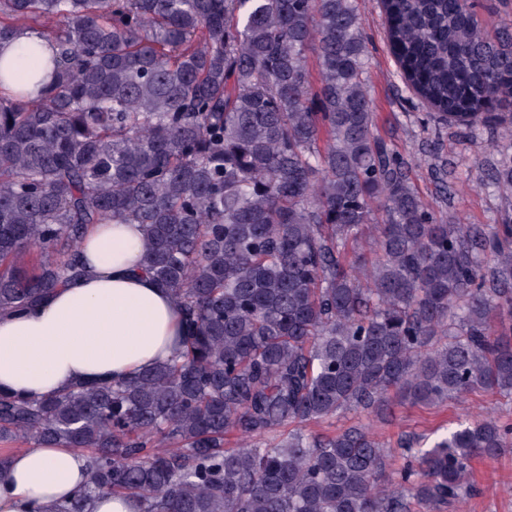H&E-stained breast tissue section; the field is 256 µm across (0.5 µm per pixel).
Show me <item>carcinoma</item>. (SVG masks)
<instances>
[{"instance_id": "obj_1", "label": "carcinoma", "mask_w": 512, "mask_h": 512, "mask_svg": "<svg viewBox=\"0 0 512 512\" xmlns=\"http://www.w3.org/2000/svg\"><path fill=\"white\" fill-rule=\"evenodd\" d=\"M382 7L404 84L440 121L512 107V33L482 30L473 0ZM21 27L39 41L25 67L0 54V311L80 276L88 225L140 224L144 270L183 313L184 352L141 375L0 392L1 443L90 452L51 512L116 492L139 512L470 496L472 460L512 448L511 424L460 422L392 471L365 428L302 430L390 398H512V225L437 217L374 136L356 0H0V45ZM494 175L512 187V156Z\"/></svg>"}]
</instances>
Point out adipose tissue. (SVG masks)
I'll use <instances>...</instances> for the list:
<instances>
[{
	"mask_svg": "<svg viewBox=\"0 0 512 512\" xmlns=\"http://www.w3.org/2000/svg\"><path fill=\"white\" fill-rule=\"evenodd\" d=\"M143 240L139 224L92 225L81 245V276L37 307L0 312V391L39 399L139 374L181 350V310L143 272ZM6 456L0 512H49L90 477L88 457L76 448Z\"/></svg>",
	"mask_w": 512,
	"mask_h": 512,
	"instance_id": "ef3b65f1",
	"label": "adipose tissue"
}]
</instances>
